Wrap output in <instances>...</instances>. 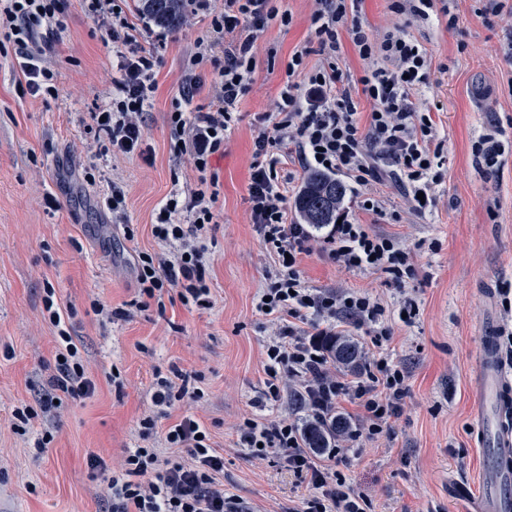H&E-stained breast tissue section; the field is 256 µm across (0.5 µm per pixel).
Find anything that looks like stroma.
Here are the masks:
<instances>
[{
  "instance_id": "stroma-1",
  "label": "stroma",
  "mask_w": 512,
  "mask_h": 512,
  "mask_svg": "<svg viewBox=\"0 0 512 512\" xmlns=\"http://www.w3.org/2000/svg\"><path fill=\"white\" fill-rule=\"evenodd\" d=\"M65 28L50 40L46 63L58 74L59 94H31L21 85L19 48L0 43V512H112L100 495L105 469L120 464L127 449L142 447L139 421L151 414L156 371L170 366L204 375L202 399L184 400L159 419L154 448L172 421L192 414L224 454V486L254 512H286L309 493L273 462H251L238 446L237 426L285 415L303 422L293 388L280 401L263 398L266 345L273 332L258 311L274 258L251 223L247 186L255 161V119L279 98L284 65L306 45L315 0H288L293 21L271 24L260 38L256 69L239 104V121L227 131L224 150L211 159L219 177L208 309L167 304L165 313L142 312L129 321L105 322L92 301L119 307L136 296L134 256L153 250L155 214L175 181L194 182V172L170 157L168 117L178 82L210 27L208 14H188L170 31L159 55L157 89L149 109L148 156L99 155L86 132L91 112L110 102L112 54L106 34L88 17L83 0H60ZM479 0H454L456 26L433 10L429 19L391 13L387 0H363L370 30L399 25L427 53L430 83L415 96L431 109L444 141L446 162L435 188V207L422 216L406 212L396 183L380 187L387 216L358 208L350 214L372 230L401 238L413 252L415 279L404 289L381 278L348 271L320 253L303 257L309 287L320 291L367 290L386 308L391 359L408 373V393L391 430L366 442L345 471L372 500L373 512H465L458 487L477 492L483 450L471 420V382L487 324L512 325L498 294L512 285V149L500 169L479 163L471 146L490 122L512 141V66L499 52L506 18H488ZM121 183L135 237L112 226L101 199L108 182ZM58 202L45 207L46 196ZM498 200L496 219L485 203ZM398 212L392 220L390 212ZM54 289L75 310L74 337L95 390L66 398L41 415L34 429L12 428L16 406L37 405L47 390L58 348L44 320L42 299ZM412 299L413 324L398 309ZM52 441L34 443L43 432ZM102 468H95V461Z\"/></svg>"
}]
</instances>
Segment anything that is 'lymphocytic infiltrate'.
Wrapping results in <instances>:
<instances>
[{
  "mask_svg": "<svg viewBox=\"0 0 512 512\" xmlns=\"http://www.w3.org/2000/svg\"><path fill=\"white\" fill-rule=\"evenodd\" d=\"M125 0H84L94 24L112 39V55L120 78L112 99L90 113V127L102 136L112 154H145L146 119L161 63L158 48L164 34L151 26H136L124 9ZM207 13L211 26L198 42L196 65L212 62L220 80L207 109L191 110L199 90L193 69L186 70L169 114L170 154L175 164L189 163L197 174L192 187L174 188L159 208L152 235L156 250L136 256L137 297L112 308L93 303L95 314L107 320H127L149 308L165 312V295L177 294L184 305H212L209 284L208 230L217 219L218 177L210 159L223 151L224 136L239 119L238 105L253 81L256 44L271 23L289 26L286 0H192ZM362 0H317L310 16L311 37L289 57L277 109L259 115L255 137L256 162L248 185L251 221L275 268L260 293L258 310L267 311L278 326L266 347L265 397L278 400L286 379L303 389L307 409L317 420L328 418L339 398L363 410L362 426L344 442L321 453L306 450L296 423L285 419L260 422L246 418L238 426L239 445L250 459L274 458L295 478L311 487L301 512H370L371 502L347 482L344 470L354 443L371 441L399 415L408 392V375L383 354L392 331L385 309L370 294L359 291L322 292L309 288L300 267L302 256L320 251L345 269L378 275L402 286L414 279L416 267L400 239L381 234L350 219L331 225L315 238L303 224L288 221L289 191L296 174H282L288 154L300 170L340 175L360 189L359 208L384 213L385 201L375 188L396 174L412 213L425 214L434 202L433 187L445 164L443 143L431 111L420 110L413 97L428 85L427 55L399 28L375 35L359 17ZM60 33L59 0H0V33L21 46L20 70L34 94L57 95L55 73L44 61L39 29ZM352 44L365 68L361 76L344 72L345 44ZM320 56L312 67L309 56ZM373 104L368 116L359 112L362 100ZM44 311L60 339L49 393L41 409L53 406L56 394L90 396L95 386L86 375L80 350L53 295ZM368 327L373 354L355 381L337 377L321 343L335 335L344 319ZM200 373L171 367L157 376L152 402L156 415L140 420V436L151 440L159 417L173 399L201 398ZM174 448L171 456L157 449L131 448L121 472L106 477L103 495L112 512H253L250 504L224 488V456L214 448L206 428L195 417L183 416L165 432ZM184 456H177V449Z\"/></svg>",
  "mask_w": 512,
  "mask_h": 512,
  "instance_id": "obj_1",
  "label": "lymphocytic infiltrate"
}]
</instances>
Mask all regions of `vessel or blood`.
Wrapping results in <instances>:
<instances>
[{"label": "vessel or blood", "mask_w": 512, "mask_h": 512, "mask_svg": "<svg viewBox=\"0 0 512 512\" xmlns=\"http://www.w3.org/2000/svg\"><path fill=\"white\" fill-rule=\"evenodd\" d=\"M474 420L485 447L484 512H512V360L488 329L474 380Z\"/></svg>", "instance_id": "obj_1"}]
</instances>
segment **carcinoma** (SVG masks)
<instances>
[{
	"label": "carcinoma",
	"instance_id": "cac0c4a2",
	"mask_svg": "<svg viewBox=\"0 0 512 512\" xmlns=\"http://www.w3.org/2000/svg\"><path fill=\"white\" fill-rule=\"evenodd\" d=\"M187 0H139L138 12L150 17L165 29L177 30L186 20ZM347 193V186L340 180L319 171L306 178L305 189L295 199V208L306 224L321 228L336 222L337 211ZM327 352L331 362L339 369L358 374L362 368L363 351L359 342L348 336L326 337ZM351 431V421L340 412L322 421H308L303 425L304 447L319 453L330 448Z\"/></svg>",
	"mask_w": 512,
	"mask_h": 512
}]
</instances>
